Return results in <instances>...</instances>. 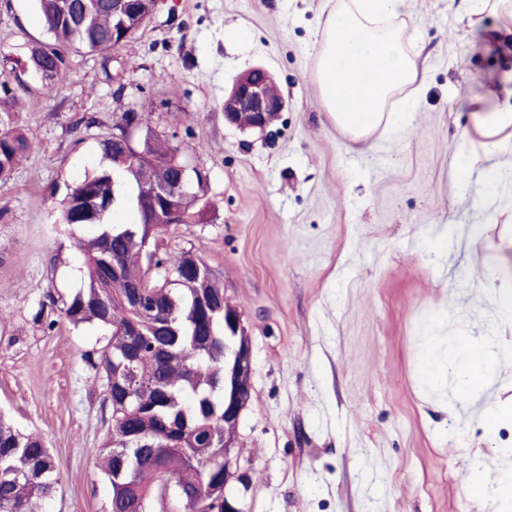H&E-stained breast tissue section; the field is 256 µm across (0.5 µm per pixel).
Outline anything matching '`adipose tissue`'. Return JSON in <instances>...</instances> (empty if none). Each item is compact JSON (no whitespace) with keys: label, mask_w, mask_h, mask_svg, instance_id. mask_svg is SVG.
<instances>
[{"label":"adipose tissue","mask_w":512,"mask_h":512,"mask_svg":"<svg viewBox=\"0 0 512 512\" xmlns=\"http://www.w3.org/2000/svg\"><path fill=\"white\" fill-rule=\"evenodd\" d=\"M412 0H336L326 14L315 80L331 122L354 141L405 123L410 101L398 96L419 79L417 52L408 46ZM512 341L458 336L431 346L429 376L451 373L461 395L481 392Z\"/></svg>","instance_id":"adipose-tissue-1"}]
</instances>
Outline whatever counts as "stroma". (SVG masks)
Returning a JSON list of instances; mask_svg holds the SVG:
<instances>
[{
	"instance_id": "1",
	"label": "stroma",
	"mask_w": 512,
	"mask_h": 512,
	"mask_svg": "<svg viewBox=\"0 0 512 512\" xmlns=\"http://www.w3.org/2000/svg\"><path fill=\"white\" fill-rule=\"evenodd\" d=\"M327 0H161L149 25L107 54H71L53 86L29 79L17 123L38 141L0 181V414L38 432L60 477L40 512H108L97 467L109 423L87 353L109 333L40 310L86 286L61 221L68 187L95 172L122 112L148 115L185 158L206 163L203 222L161 247L189 251L224 281L252 345V391L231 452L244 512H488L469 499L512 426L485 435L479 406L512 403V357L479 404L445 417L423 373L436 336H512L482 300L483 273L512 275V155L454 176L479 116L512 109V34L468 21V0H413L421 88L395 135L352 142L313 77ZM47 36L33 0H0V52L26 61ZM262 66L287 104L265 134L224 121V94ZM93 118L91 127L81 117ZM43 320H36V312Z\"/></svg>"
}]
</instances>
